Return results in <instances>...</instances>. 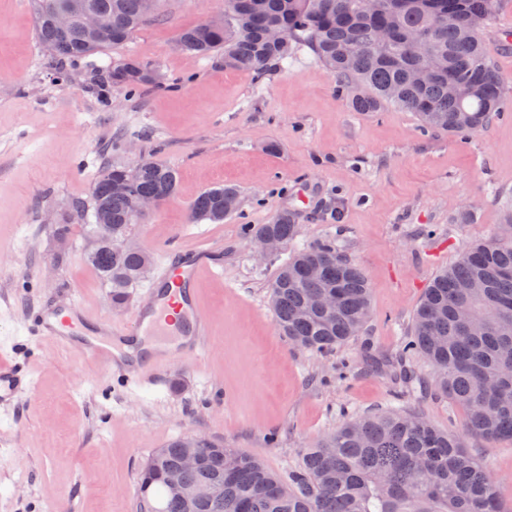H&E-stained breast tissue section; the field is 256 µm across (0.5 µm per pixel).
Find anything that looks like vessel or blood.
Instances as JSON below:
<instances>
[{"label": "vessel or blood", "instance_id": "b4317fda", "mask_svg": "<svg viewBox=\"0 0 512 512\" xmlns=\"http://www.w3.org/2000/svg\"><path fill=\"white\" fill-rule=\"evenodd\" d=\"M209 267L203 253L185 254L177 262L168 251H161L152 287L119 326L104 319L90 321L75 301L60 308L30 311L27 320L39 337L79 349L101 373H120L149 382L171 364V347L204 355L212 323L202 310L200 282ZM145 336L158 342L149 355L141 347ZM32 389L33 379L24 361H0V406L12 405Z\"/></svg>", "mask_w": 512, "mask_h": 512}]
</instances>
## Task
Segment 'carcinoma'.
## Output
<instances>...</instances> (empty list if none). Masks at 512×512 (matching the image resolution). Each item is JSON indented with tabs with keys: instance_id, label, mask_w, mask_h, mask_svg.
Returning a JSON list of instances; mask_svg holds the SVG:
<instances>
[{
	"instance_id": "cac0c4a2",
	"label": "carcinoma",
	"mask_w": 512,
	"mask_h": 512,
	"mask_svg": "<svg viewBox=\"0 0 512 512\" xmlns=\"http://www.w3.org/2000/svg\"><path fill=\"white\" fill-rule=\"evenodd\" d=\"M97 13L112 35L99 42L80 18L59 33L54 14L73 5ZM499 0H224V26L194 25L178 33V47L224 67L262 78L296 50L307 47L336 75L338 94L355 112L394 106L419 117L424 130L450 134L486 127L505 104L503 84L479 31ZM160 0H30L41 49L59 61H75L127 43L159 20ZM112 87L128 92L155 84L129 57L109 70ZM470 86L464 100L448 96V82ZM175 169L145 160L132 168L112 165L96 176L91 199L110 223L85 225L94 245L86 261L112 301L143 280L150 256L125 250L122 238L137 223L135 198L172 199ZM238 191L217 186L190 206L189 222L214 224L234 214ZM248 237L272 236L294 244L298 225L282 212L269 224L244 225ZM322 274L309 275L313 265ZM270 288L275 322L307 351L324 352L348 342L365 325L370 288L361 269L339 254L327 237L292 254ZM320 294L336 296L332 319L314 308ZM420 359L438 369L435 388L467 414V432L487 440H512V239L493 238L470 247L439 270L416 309L410 339L392 359L393 383L427 387L414 368ZM185 442L154 451L140 471L142 512H504L488 467L459 439L435 428L420 412H390L351 420L306 449L283 483L264 464L211 441L201 466L185 483H216L222 492L206 501L163 496L168 472L180 465Z\"/></svg>"
}]
</instances>
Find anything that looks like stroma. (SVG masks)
Returning <instances> with one entry per match:
<instances>
[{
    "label": "stroma",
    "instance_id": "obj_1",
    "mask_svg": "<svg viewBox=\"0 0 512 512\" xmlns=\"http://www.w3.org/2000/svg\"><path fill=\"white\" fill-rule=\"evenodd\" d=\"M223 7L162 0L163 21L62 66L40 49L29 0H0V358L26 339L35 305L72 298L121 324L144 294L137 284L113 307L83 257L104 166L173 167L176 197L130 237L152 255L172 240L210 244L222 268L203 285L211 346L199 359L174 353L151 387L126 389L78 353L33 346L32 394L0 407V512H139L142 463L189 434L284 478L345 421L413 406L489 464L512 512V441L466 435V413L446 394L398 397L390 377L435 273L490 240L512 210V45L491 39L512 23V0L482 30L509 107L456 137L422 131L415 113L394 107L350 110L307 48L259 80L177 48L180 29ZM130 56L155 85L131 95L100 83L102 68ZM225 184L238 188L239 211L189 223L193 200ZM284 211L300 226L297 246L335 238L368 279L367 324L334 351L298 349L276 328L268 284L290 253L257 263L242 227ZM59 224L69 238L55 235Z\"/></svg>",
    "mask_w": 512,
    "mask_h": 512
}]
</instances>
